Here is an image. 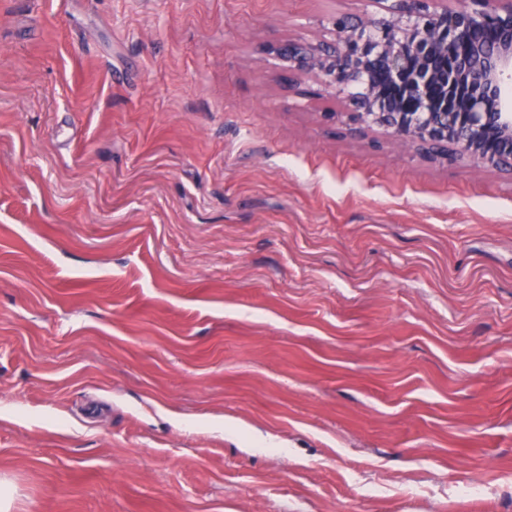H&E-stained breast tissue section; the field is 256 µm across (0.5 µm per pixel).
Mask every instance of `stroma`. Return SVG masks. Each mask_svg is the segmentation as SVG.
Returning a JSON list of instances; mask_svg holds the SVG:
<instances>
[{
  "label": "stroma",
  "mask_w": 512,
  "mask_h": 512,
  "mask_svg": "<svg viewBox=\"0 0 512 512\" xmlns=\"http://www.w3.org/2000/svg\"><path fill=\"white\" fill-rule=\"evenodd\" d=\"M386 7L0 0L9 512H512V173L274 53Z\"/></svg>",
  "instance_id": "obj_1"
}]
</instances>
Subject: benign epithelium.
Wrapping results in <instances>:
<instances>
[{"instance_id": "benign-epithelium-1", "label": "benign epithelium", "mask_w": 512, "mask_h": 512, "mask_svg": "<svg viewBox=\"0 0 512 512\" xmlns=\"http://www.w3.org/2000/svg\"><path fill=\"white\" fill-rule=\"evenodd\" d=\"M488 26L493 45L455 56L463 37ZM339 44L288 40L275 53L290 71L359 88L353 100L368 127L445 161L512 171V0H395L371 29L340 28Z\"/></svg>"}]
</instances>
